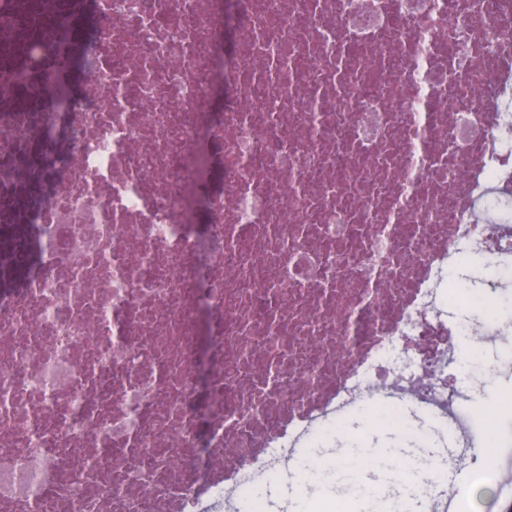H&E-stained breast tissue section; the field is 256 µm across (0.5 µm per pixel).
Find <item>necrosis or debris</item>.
I'll list each match as a JSON object with an SVG mask.
<instances>
[{"instance_id":"obj_1","label":"necrosis or debris","mask_w":512,"mask_h":512,"mask_svg":"<svg viewBox=\"0 0 512 512\" xmlns=\"http://www.w3.org/2000/svg\"><path fill=\"white\" fill-rule=\"evenodd\" d=\"M512 0H0V512H201L512 356ZM498 297V302L493 306L494 312L491 316L494 321L489 323L497 325L502 320L511 319L512 325V270L511 276L509 274L502 279Z\"/></svg>"}]
</instances>
